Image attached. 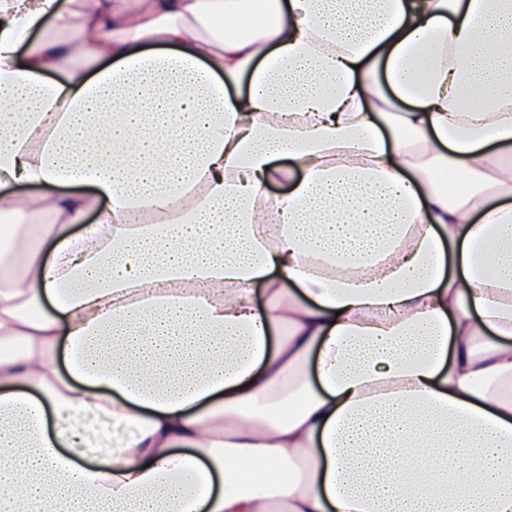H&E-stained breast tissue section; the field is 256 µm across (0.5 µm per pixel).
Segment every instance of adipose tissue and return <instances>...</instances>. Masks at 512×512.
Segmentation results:
<instances>
[{"instance_id":"1","label":"adipose tissue","mask_w":512,"mask_h":512,"mask_svg":"<svg viewBox=\"0 0 512 512\" xmlns=\"http://www.w3.org/2000/svg\"><path fill=\"white\" fill-rule=\"evenodd\" d=\"M0 223V512H512V0H0Z\"/></svg>"}]
</instances>
